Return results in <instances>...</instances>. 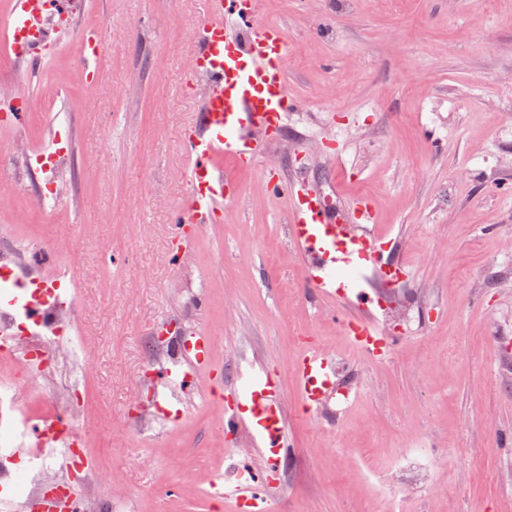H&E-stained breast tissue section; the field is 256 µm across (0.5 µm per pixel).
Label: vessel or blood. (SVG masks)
<instances>
[{
    "mask_svg": "<svg viewBox=\"0 0 512 512\" xmlns=\"http://www.w3.org/2000/svg\"><path fill=\"white\" fill-rule=\"evenodd\" d=\"M202 19L189 36L193 60L205 79L207 93L198 119L184 136L190 164L186 169L190 193L174 211L176 237L186 243L224 210L230 179L216 160L225 156L237 165H255L263 148L262 137L284 125L294 108L286 86L285 63L290 55L283 30L255 21L254 0H205ZM81 0H16L13 17L28 35L25 54L38 60L57 34L77 30L82 44L80 66L88 79L102 69L106 47L98 31L78 29ZM273 193L289 197L291 243L305 259L308 277L322 294L356 308L342 325L359 340L358 347L374 357V341L383 333L375 317L380 304L367 288L371 272L387 273L391 262L385 238L374 230L377 210L365 198L332 208L306 182L270 179ZM0 300L19 308L24 323L40 326L48 310L66 307L72 300L61 277H23L7 264L0 265ZM334 362L317 346L306 348L294 366L295 382L306 402L318 405L336 395ZM277 387L262 375L248 379L237 398L225 406V434L251 423L268 459H275L286 443V430L277 401ZM226 499L247 497L253 512H272L262 478H254L248 494L226 485L223 477L210 483Z\"/></svg>",
    "mask_w": 512,
    "mask_h": 512,
    "instance_id": "vessel-or-blood-1",
    "label": "vessel or blood"
}]
</instances>
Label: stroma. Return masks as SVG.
<instances>
[{
  "mask_svg": "<svg viewBox=\"0 0 512 512\" xmlns=\"http://www.w3.org/2000/svg\"><path fill=\"white\" fill-rule=\"evenodd\" d=\"M204 0H85L78 23L109 45L99 81L69 34L48 65L0 66V100L34 77L20 128L0 124V245L27 272H73L80 367L76 429L100 475L93 512H237L209 481L238 483L231 459L260 471L252 427L226 439L223 396L245 373L279 390L288 446L267 490L274 512H512V0H257L256 19L288 37L298 109L254 168L232 169L223 213L172 262L174 209L188 194L180 132L206 85L186 32ZM69 89L54 95L56 85ZM68 125L57 209L25 189L32 143ZM308 171L316 192L366 196L392 261L414 267L406 298L421 327L394 333L377 361L351 346L318 299L287 230V200L265 173ZM61 248L47 265L41 240ZM213 338L177 418L153 426L147 393L166 357L155 328ZM345 356L356 396L305 411L292 366L304 337ZM430 452L420 484L402 455ZM164 487L165 499L155 496Z\"/></svg>",
  "mask_w": 512,
  "mask_h": 512,
  "instance_id": "1",
  "label": "stroma"
}]
</instances>
